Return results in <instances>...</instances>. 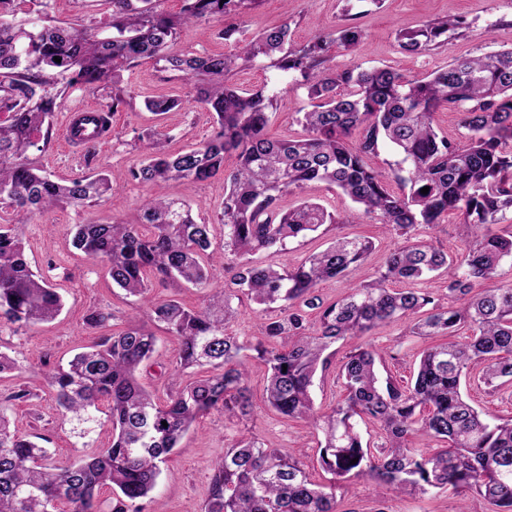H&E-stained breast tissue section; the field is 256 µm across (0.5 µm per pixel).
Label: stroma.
<instances>
[{
	"label": "stroma",
	"instance_id": "obj_1",
	"mask_svg": "<svg viewBox=\"0 0 512 512\" xmlns=\"http://www.w3.org/2000/svg\"><path fill=\"white\" fill-rule=\"evenodd\" d=\"M47 13L57 22L101 31L111 18L112 7L108 0H51ZM452 17L464 19L467 26L452 34L447 43L418 56L401 52L397 42L399 32ZM284 22L290 25L291 42L296 47L307 44L319 28L344 24L360 27L365 39L354 52L336 50L333 67H390L416 78L462 57L512 48V0H382L378 6L371 0H259L243 16L231 15L222 23L202 20L184 26L173 49L183 53H229L236 45L218 38L217 32L223 24L243 25L246 36L251 37ZM227 82L240 91L265 83L272 85L277 101L269 114L268 136L288 139L301 135L296 114L309 109L307 92L294 81L278 80L271 59L261 57L254 65L231 72ZM123 85L128 92L127 102L113 113L112 132L96 145L93 156H86L84 148L67 147L61 136L67 113L90 105L100 107L108 101L105 90L95 91L81 85L68 89L63 109L54 117L50 145L45 151L33 152V159L60 180L98 172L107 174L116 195L90 206L49 209L24 226L28 261L33 271L46 276L57 288L64 308L55 321L47 324L19 331L7 324L0 326V351L17 362L16 370L0 373V405L20 433L46 438L51 461L60 466L70 465L78 457L107 446L111 425L101 413L93 432L81 435L79 427L63 416L52 400L48 374L80 348L97 342L101 332L124 330L125 320L132 313L157 337L155 361L165 369H174L178 340L157 326L151 304L174 297L187 308L197 310L205 294L204 289L192 285L164 288L155 283L148 300L128 296L113 285L105 261L90 258L71 244V229L76 224L138 223L140 210L151 190L132 179L130 171L144 159L139 141L144 130L158 131L173 152L207 141L213 131L209 113L191 102L188 86L175 73L163 71L155 60L145 58L136 62L124 72ZM157 96L182 99L183 107L162 116L154 115L145 109L144 101ZM170 191L190 205L197 221L213 225V244L222 246L224 228L218 223V215L224 200L223 177L201 183L184 181L172 185ZM304 199L335 212L339 223L324 225L290 242L285 251H259L250 260L255 264L289 266L325 249L339 235L372 241V254L364 265L348 272L345 282L328 281L319 286L317 294L323 303L342 296L345 284L369 282L386 256L404 244L403 238L366 218L350 198L323 184H312L285 196L282 205L288 209ZM417 236L451 254L462 251L468 239L467 229L456 214L448 215L441 224L420 228ZM95 308L113 314L105 330L84 325L85 316ZM367 341L388 353V370L404 380L410 377L415 359L428 345L427 340L405 335L399 323L379 326ZM250 371L252 413L248 419L231 418L220 410L199 418L163 464L158 485L151 497L142 502L141 512H204L214 459L246 430L265 446L290 454L305 464L313 481L327 482V474L316 463V448L323 439L322 433L304 422L285 420L270 411L263 397L265 367L255 362ZM21 388L28 390L27 399L11 400V393ZM336 501L338 512H489L484 499L450 491L380 496L373 483L364 478L343 482L336 491Z\"/></svg>",
	"mask_w": 512,
	"mask_h": 512
}]
</instances>
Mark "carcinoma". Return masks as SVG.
I'll return each instance as SVG.
<instances>
[{
  "instance_id": "cac0c4a2",
  "label": "carcinoma",
  "mask_w": 512,
  "mask_h": 512,
  "mask_svg": "<svg viewBox=\"0 0 512 512\" xmlns=\"http://www.w3.org/2000/svg\"><path fill=\"white\" fill-rule=\"evenodd\" d=\"M155 2L110 0L112 35L102 36L92 28L51 23L43 2L32 12L26 5L36 0H0V322L36 326L54 320L63 307L48 279L32 270L21 225L57 205L84 207L112 194L103 175L52 179L30 158L32 151L42 152L51 142L54 112L76 84L94 89L112 83L111 104L96 129L98 138L109 135L113 112L126 104L122 72L144 57L181 73L196 92L195 102L209 113L214 134L171 153L154 132L145 133V158L131 175L152 190L142 215L150 232H142L141 224H77L73 244L103 259L112 282L133 296H145L153 278L205 288L215 264L230 258L236 260L239 293L212 289L198 310L174 298L152 303L155 321L180 339L178 368L211 370L164 402L138 381L156 338L134 320L122 334L102 337L49 374L57 406L80 426L96 421L99 405L107 404L112 441L78 464L46 463L49 449L11 429L0 409V512H140L161 465L199 416L218 408L241 419L250 415L246 350L268 367L267 405L321 430L317 462L332 481L315 485L299 461L243 435L214 462L204 512H337L336 484L351 477L396 494L473 492L493 512H512V418L478 411L461 392L462 380L475 369L491 390L512 388V285H497L504 267L512 269V223L505 234L492 230L512 213V49L458 59L423 79L383 67L339 70L331 65L332 51H354L363 30L319 32L286 50L285 22L235 54L179 55L171 46L183 25L240 15L259 0H182L176 15L158 11ZM20 13L29 14L28 21L17 22ZM463 25L457 18L428 22L399 33V46L420 55ZM260 56L275 58L278 70L301 78L307 88L311 109L298 118L305 130L300 139H268L274 96L263 88L240 93L224 82L231 70ZM181 105L163 96L145 100L156 115ZM441 107L461 116L463 138L438 132L434 114ZM382 144L400 157V193L367 163ZM230 154L238 165L226 174ZM220 174L224 250L218 253L211 249L212 225L197 223L190 206L166 188ZM312 182L340 189L365 216L406 239L371 283L348 286L326 306L317 286L364 263L370 241L338 237L290 268L240 261L260 250L281 251L290 240L340 223L317 202L281 206L286 195ZM425 186L429 192L423 194ZM450 212L471 230L463 252L452 256L413 239L419 228L440 223ZM433 273L444 277L446 305L414 287ZM395 282L406 287H390ZM244 297L280 310L265 323L263 342L226 332L239 316L232 300ZM308 308L320 310L313 331ZM402 320L413 336H446L448 342L423 353L406 384L381 373L385 353L355 348L338 374L342 399L328 411L317 409L311 387L318 368L328 364L329 347ZM464 323L472 334L460 338L455 332ZM365 421L385 432L375 450L359 432ZM104 490L111 493L107 503L100 500Z\"/></svg>"
}]
</instances>
